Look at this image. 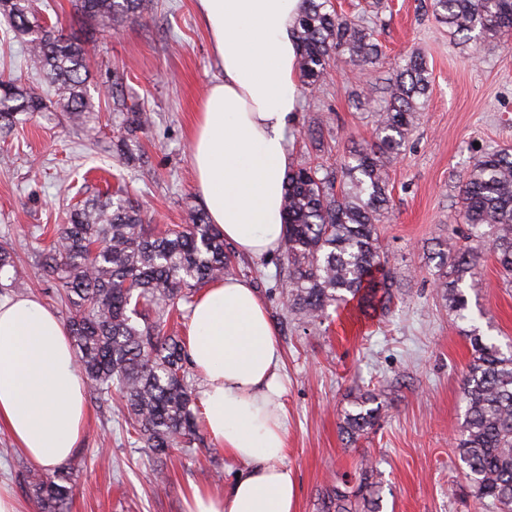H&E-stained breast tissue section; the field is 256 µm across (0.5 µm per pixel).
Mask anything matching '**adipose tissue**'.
<instances>
[{"instance_id":"1","label":"adipose tissue","mask_w":512,"mask_h":512,"mask_svg":"<svg viewBox=\"0 0 512 512\" xmlns=\"http://www.w3.org/2000/svg\"><path fill=\"white\" fill-rule=\"evenodd\" d=\"M195 4L218 68L192 137L195 189L239 255L269 257L285 233L304 0ZM187 334L207 431L238 469L224 495L194 489L185 512H293L296 482L282 463V350L264 300L242 278L212 283L191 307ZM86 410L85 384L56 312L32 296L0 301V426L34 464L59 465L76 448Z\"/></svg>"}]
</instances>
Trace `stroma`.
<instances>
[{"label": "stroma", "instance_id": "obj_1", "mask_svg": "<svg viewBox=\"0 0 512 512\" xmlns=\"http://www.w3.org/2000/svg\"><path fill=\"white\" fill-rule=\"evenodd\" d=\"M377 30L388 77L396 60L421 52L431 93L405 151L389 167L392 210L379 225L387 267L400 284L390 314L350 319L331 313L311 326L288 315L276 285L280 256L240 264L241 278L262 295L283 350L280 369L288 413L285 464L297 481L294 512H322L334 487L353 476L362 457L374 467L380 512H493L472 496L456 442L465 417L461 376L472 356L465 325L449 312L426 262L449 235L467 226L456 204L460 177L483 152L512 147V47L450 37L428 0H388ZM99 90L90 127L63 112H38L0 134V240L11 243L28 269L25 282L0 296L32 295L58 308L55 285L35 257L51 235L35 225L65 223L81 200L122 190L135 198L156 229L184 223L202 208L194 186L191 131L217 72L195 0H147L118 31L99 35L89 56ZM122 90L127 106L149 112L151 124L129 141L132 160L116 151L120 113L103 93ZM360 81L332 62L315 89L300 88V112L289 134L293 164L329 167L349 149L370 142L369 118L352 95ZM322 122V141L306 130ZM467 295L480 311L476 325L501 347L512 344V285L504 284L491 253H483ZM384 387L380 419L357 443L340 432L351 394ZM120 403L89 401L87 421L70 459L75 485L69 512H184L193 487L220 494L236 470L210 436L159 459L122 430ZM27 460L0 428V484L24 512H40L25 480Z\"/></svg>", "mask_w": 512, "mask_h": 512}]
</instances>
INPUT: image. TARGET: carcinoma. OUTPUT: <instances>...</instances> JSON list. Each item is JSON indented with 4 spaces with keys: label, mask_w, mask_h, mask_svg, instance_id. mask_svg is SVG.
Wrapping results in <instances>:
<instances>
[{
    "label": "carcinoma",
    "mask_w": 512,
    "mask_h": 512,
    "mask_svg": "<svg viewBox=\"0 0 512 512\" xmlns=\"http://www.w3.org/2000/svg\"><path fill=\"white\" fill-rule=\"evenodd\" d=\"M144 5L145 0H76L88 27L81 35H66L39 15L33 0H0V11L29 37L30 68L43 73L51 87L0 79V132H11L25 116L51 107L89 121L94 107L88 47L96 26L117 31ZM386 8L385 0H363L349 15L337 11L332 0H305L297 28V67L304 85H319L333 60L361 72L378 67L382 49L375 24ZM430 8L453 36L505 42L512 36V0H430ZM430 88L424 57L405 56L385 85L372 82L354 94L356 108L370 109L371 143L351 150L339 173L304 165L290 170L280 248L286 265L281 295L290 316L321 322L329 308L349 305L364 315L388 313L398 285L377 233L390 209L388 164L405 147ZM111 95L113 110L123 113L126 137L117 149L124 155L127 141L144 130L149 117L128 109L118 88ZM458 204L469 226V244L448 238L435 253L434 268L449 309L464 322L470 315L466 288L473 287L482 248L492 253L504 277H512V151L496 149L478 157L459 182ZM234 258L205 212L194 210L189 223L157 232L145 223L138 202L123 194L75 205L49 250L39 255L67 309L77 364L90 392L101 404L119 399L127 412L126 435L154 455L193 447L204 422L188 380L187 337L164 328L179 313V303L234 275ZM24 275L12 249L1 244L0 278L14 286ZM465 335L473 356L461 379L466 410L456 448L475 500L512 512V351L504 353L494 338L475 328ZM381 396L374 389L351 394L341 422L349 442L378 423ZM25 478L42 512H66L74 491L66 471L30 468ZM373 478V467L362 463L356 485L333 489L324 512H380Z\"/></svg>",
    "instance_id": "cac0c4a2"
}]
</instances>
